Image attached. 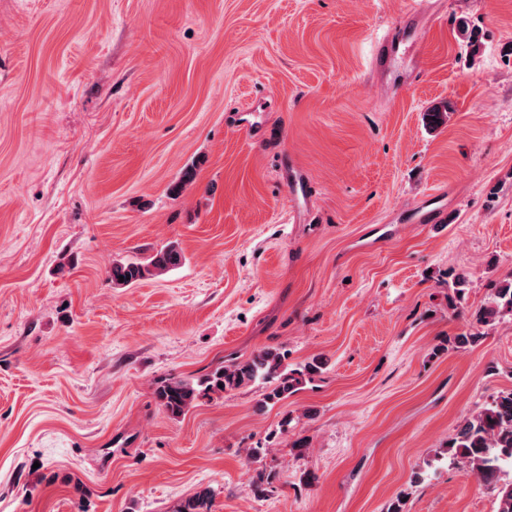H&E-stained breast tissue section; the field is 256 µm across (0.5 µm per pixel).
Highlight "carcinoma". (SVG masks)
Wrapping results in <instances>:
<instances>
[{"label": "carcinoma", "instance_id": "carcinoma-1", "mask_svg": "<svg viewBox=\"0 0 512 512\" xmlns=\"http://www.w3.org/2000/svg\"><path fill=\"white\" fill-rule=\"evenodd\" d=\"M450 107H435L424 113L426 127L436 130L448 120ZM183 260L181 250L169 245L140 260L112 266V281L133 285L156 278ZM512 316V274L495 282L492 298L476 311L471 330L456 337L461 345L475 344L483 337L480 328ZM323 364L313 359L303 365L288 363V351L263 349L242 360L233 359L199 379L163 378L154 390L157 404L173 419L183 416L199 399L224 394L257 383L266 385L262 401L276 404L301 390L321 374ZM453 456L463 459L470 472L497 491L496 512H512V478H503V466L512 465V389L502 390L477 413L465 419L448 442ZM212 494L204 489L182 502L176 512H211Z\"/></svg>", "mask_w": 512, "mask_h": 512}]
</instances>
